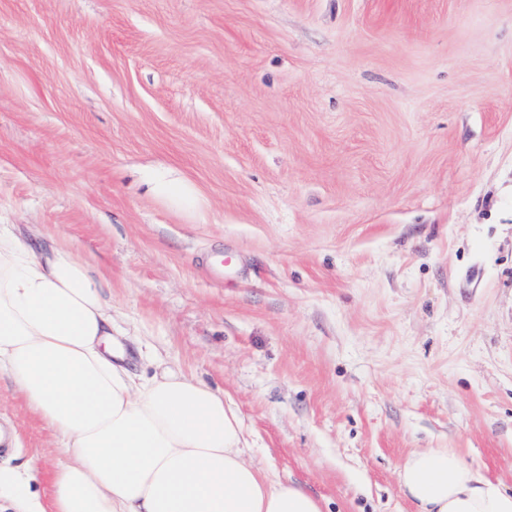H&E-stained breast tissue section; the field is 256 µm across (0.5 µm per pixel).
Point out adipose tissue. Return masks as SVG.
I'll list each match as a JSON object with an SVG mask.
<instances>
[{
	"label": "adipose tissue",
	"mask_w": 512,
	"mask_h": 512,
	"mask_svg": "<svg viewBox=\"0 0 512 512\" xmlns=\"http://www.w3.org/2000/svg\"><path fill=\"white\" fill-rule=\"evenodd\" d=\"M107 275L64 241L38 248L0 224V373L54 434L50 502L35 462L0 467L16 512H326L324 500L244 458L223 393L173 369L144 376L113 336ZM415 512H512V490L451 448L398 471Z\"/></svg>",
	"instance_id": "obj_1"
}]
</instances>
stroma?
Returning <instances> with one entry per match:
<instances>
[{"mask_svg": "<svg viewBox=\"0 0 512 512\" xmlns=\"http://www.w3.org/2000/svg\"><path fill=\"white\" fill-rule=\"evenodd\" d=\"M0 223L329 512L421 448L512 488V0H0ZM0 427L58 464L3 374Z\"/></svg>", "mask_w": 512, "mask_h": 512, "instance_id": "1", "label": "stroma"}]
</instances>
